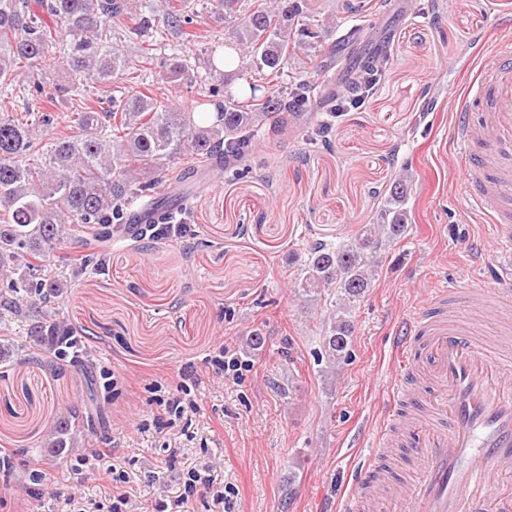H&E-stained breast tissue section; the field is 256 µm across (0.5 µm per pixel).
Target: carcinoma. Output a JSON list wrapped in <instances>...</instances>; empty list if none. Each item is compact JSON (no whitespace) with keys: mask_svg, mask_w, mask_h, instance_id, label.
<instances>
[{"mask_svg":"<svg viewBox=\"0 0 512 512\" xmlns=\"http://www.w3.org/2000/svg\"><path fill=\"white\" fill-rule=\"evenodd\" d=\"M162 2L158 12L136 0H0V47L8 48L0 52V81H16L23 61L31 74L56 66L61 96L79 81L112 85L109 109L87 106L77 113L75 135L39 141L36 127L53 124L49 112L33 124L0 118V357L43 359L70 335L60 309L72 283L69 271H83L86 255L60 267L54 263L59 246L89 236L102 244L147 231L158 236L156 225L166 223L165 213L184 210L189 193L158 191L155 171L180 185L201 167L236 173L260 133L278 134L286 116L305 112L310 82L284 76L291 56L319 38L309 24L311 0H207L214 18L237 22L238 56L206 49L193 63L176 54L156 81L200 86V103L213 106L212 119L123 86L131 69L112 42L116 30L135 41L144 69L155 64L156 43L197 38L194 3ZM232 66L247 73L235 92L226 83ZM377 75L373 66L355 74L356 94L332 102L328 112L360 104ZM409 184L407 175L395 181L376 221L360 225L349 240L305 249L292 288L305 296L326 292L322 347L332 363L349 353L352 313L371 286L381 251L408 229ZM19 323L29 336L21 343L10 336Z\"/></svg>","mask_w":512,"mask_h":512,"instance_id":"1","label":"carcinoma"}]
</instances>
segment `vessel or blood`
<instances>
[{"label": "vessel or blood", "instance_id": "obj_1", "mask_svg": "<svg viewBox=\"0 0 512 512\" xmlns=\"http://www.w3.org/2000/svg\"><path fill=\"white\" fill-rule=\"evenodd\" d=\"M461 190L493 229L492 280L452 277L401 322L384 418L340 512H358L383 453L408 449L409 512H512V51L498 49L453 97ZM497 322L486 341L477 319Z\"/></svg>", "mask_w": 512, "mask_h": 512}]
</instances>
